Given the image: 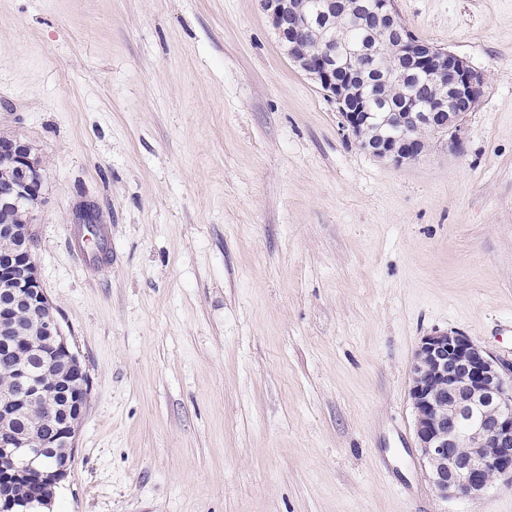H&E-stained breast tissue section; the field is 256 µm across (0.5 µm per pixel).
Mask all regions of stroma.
Returning <instances> with one entry per match:
<instances>
[{
  "label": "stroma",
  "mask_w": 512,
  "mask_h": 512,
  "mask_svg": "<svg viewBox=\"0 0 512 512\" xmlns=\"http://www.w3.org/2000/svg\"><path fill=\"white\" fill-rule=\"evenodd\" d=\"M394 5L483 75L462 152L363 151L259 0H0V133L43 160L90 380L50 512H512L502 479L437 497L409 398L430 333L512 358V0Z\"/></svg>",
  "instance_id": "obj_1"
}]
</instances>
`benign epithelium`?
Wrapping results in <instances>:
<instances>
[{"label":"benign epithelium","instance_id":"1","mask_svg":"<svg viewBox=\"0 0 512 512\" xmlns=\"http://www.w3.org/2000/svg\"><path fill=\"white\" fill-rule=\"evenodd\" d=\"M260 5L289 58L335 101L343 127L367 153L396 165L415 162L426 154L431 130L443 131L450 151L462 150L466 117L478 105L483 78L462 57L416 40L393 0H373L371 10L394 34L390 43L379 44L370 30L357 49L343 55L338 52L342 34L336 31L335 0H329L317 24L309 20L300 0H260ZM376 58L401 64V69L387 72L400 84L424 73L439 89L422 110L406 98L388 113V121L401 130L397 136L369 135L375 120L366 97L350 98L348 86L361 79L366 62ZM0 160L14 170L0 185V211L22 204L28 215L26 224H0V242L12 243L0 249V278L10 281L15 291L14 301L0 307V340L12 343L10 319L21 306L39 323L40 336L31 348L46 349L70 372L64 417L59 416L57 390L30 372L0 383V455L22 453L24 474L37 489L27 499L0 491V500L10 512H28L43 504L45 493L54 492L68 474L70 461L54 459L51 449L59 443L75 445L89 389L85 370L41 286L29 245L42 204V165L33 147L18 138L0 137ZM409 396L419 456L440 499L483 494L488 472L512 483V360L458 332L426 335L411 366ZM20 410L32 419L22 432L8 424Z\"/></svg>","mask_w":512,"mask_h":512}]
</instances>
